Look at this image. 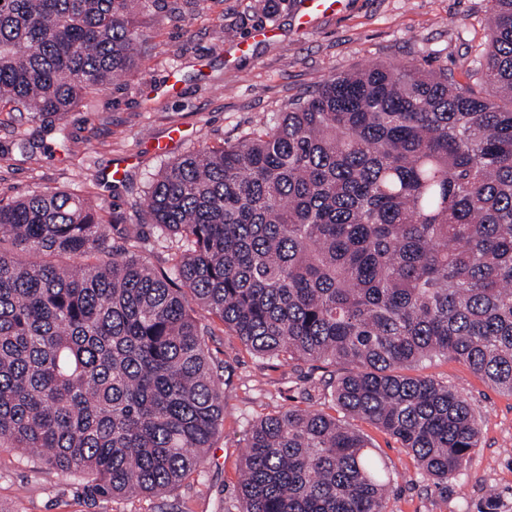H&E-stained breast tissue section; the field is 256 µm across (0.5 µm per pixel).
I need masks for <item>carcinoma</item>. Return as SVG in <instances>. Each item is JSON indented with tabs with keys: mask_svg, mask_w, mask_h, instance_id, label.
Masks as SVG:
<instances>
[{
	"mask_svg": "<svg viewBox=\"0 0 512 512\" xmlns=\"http://www.w3.org/2000/svg\"><path fill=\"white\" fill-rule=\"evenodd\" d=\"M485 88L445 71L343 72L233 145L167 164L146 214L170 271L58 188L0 199V448L163 494L199 470L224 389L189 301L256 356L345 364L333 405L448 487L477 446L467 400L403 373L451 354L512 394V0H493ZM146 0H0V106L68 140L83 98L135 67ZM8 246H2L3 241ZM240 512H383L390 474L318 409L251 425Z\"/></svg>",
	"mask_w": 512,
	"mask_h": 512,
	"instance_id": "carcinoma-1",
	"label": "carcinoma"
}]
</instances>
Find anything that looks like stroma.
Masks as SVG:
<instances>
[{"label":"stroma","mask_w":512,"mask_h":512,"mask_svg":"<svg viewBox=\"0 0 512 512\" xmlns=\"http://www.w3.org/2000/svg\"><path fill=\"white\" fill-rule=\"evenodd\" d=\"M300 0H148L140 19L142 46L132 75L90 94L65 120L69 142L42 132L26 113L0 107V198L48 188L79 194L113 226L122 250L123 227L136 225L144 258L170 268L177 242L159 238L142 207L144 192L165 164L205 146L236 142L286 111L336 74L378 63H416L446 70L462 86L487 45L492 0H344L314 28L298 30ZM276 38L238 55L235 40L257 29ZM182 131L171 149L163 143ZM34 141V159L19 139ZM126 174L113 182L114 165ZM210 362L224 387V427L200 473L165 496L126 501L90 498L84 483L34 465L0 448V512H239V465L249 426L291 406L320 409L340 364L254 356L218 319L203 318ZM450 386L469 402L480 437L447 488L424 477L400 442L367 421L347 418L372 455L393 476L384 512H512V395L451 357L412 367Z\"/></svg>","instance_id":"stroma-1"}]
</instances>
